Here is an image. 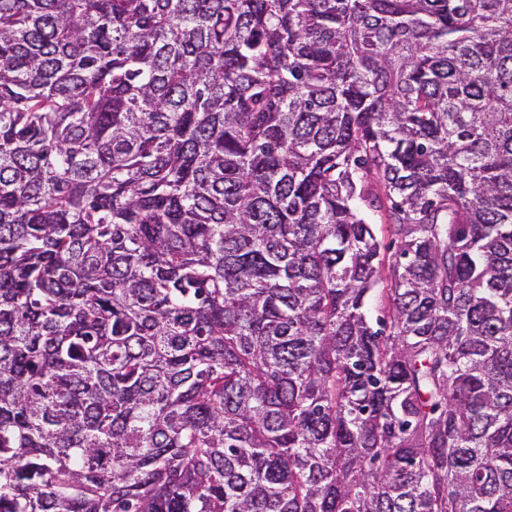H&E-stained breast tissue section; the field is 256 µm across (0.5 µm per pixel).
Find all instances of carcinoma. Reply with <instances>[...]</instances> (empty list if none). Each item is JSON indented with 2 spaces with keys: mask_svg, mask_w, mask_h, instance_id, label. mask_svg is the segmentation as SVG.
Instances as JSON below:
<instances>
[{
  "mask_svg": "<svg viewBox=\"0 0 512 512\" xmlns=\"http://www.w3.org/2000/svg\"><path fill=\"white\" fill-rule=\"evenodd\" d=\"M0 512H512V0H0Z\"/></svg>",
  "mask_w": 512,
  "mask_h": 512,
  "instance_id": "carcinoma-1",
  "label": "carcinoma"
}]
</instances>
